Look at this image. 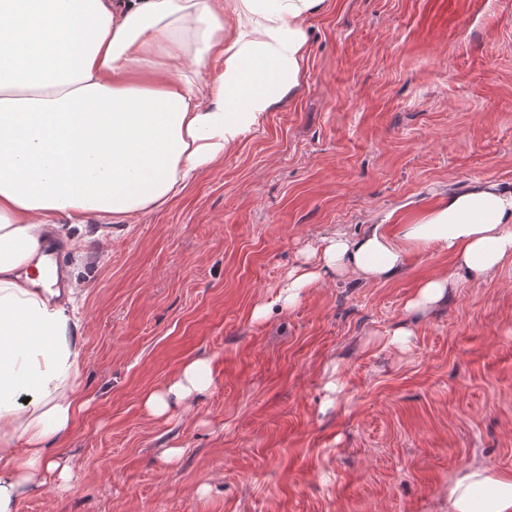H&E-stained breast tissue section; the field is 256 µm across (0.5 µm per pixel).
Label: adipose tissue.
<instances>
[{
	"mask_svg": "<svg viewBox=\"0 0 512 512\" xmlns=\"http://www.w3.org/2000/svg\"><path fill=\"white\" fill-rule=\"evenodd\" d=\"M324 3L0 0V512L72 478L56 448L82 409V285L69 268L64 290L42 287L46 241L79 255L105 239L89 216L120 224L167 209L299 87ZM425 246L463 271L512 268V190L477 182L396 231L334 234L279 299L293 305L327 271L388 282ZM210 381V360H194L145 405H189ZM444 512H512V473L473 458L449 479Z\"/></svg>",
	"mask_w": 512,
	"mask_h": 512,
	"instance_id": "1",
	"label": "adipose tissue"
}]
</instances>
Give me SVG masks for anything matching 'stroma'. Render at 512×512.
Instances as JSON below:
<instances>
[{"label":"stroma","mask_w":512,"mask_h":512,"mask_svg":"<svg viewBox=\"0 0 512 512\" xmlns=\"http://www.w3.org/2000/svg\"><path fill=\"white\" fill-rule=\"evenodd\" d=\"M310 41L259 128L87 261L74 475L18 512H442L473 457L512 473L511 270L460 274L410 314L453 269L429 246L389 282L327 273L277 301L305 246L478 181L512 189V0H327ZM197 358L209 390L150 414ZM451 286H453V282L451 275L448 276L447 272L429 277L407 302L406 309L415 312H426L437 307L447 298Z\"/></svg>","instance_id":"obj_1"}]
</instances>
